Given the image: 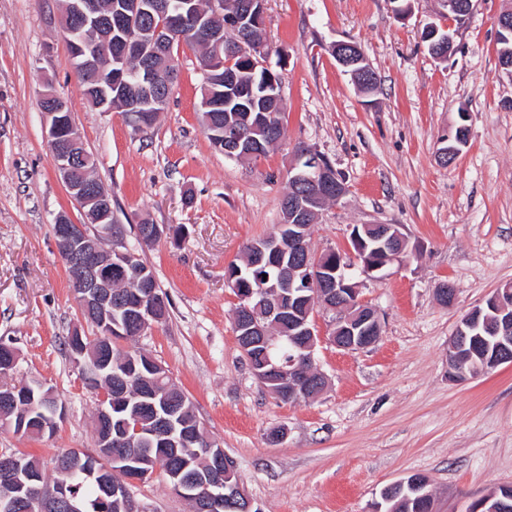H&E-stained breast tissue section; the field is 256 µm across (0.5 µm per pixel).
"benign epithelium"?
<instances>
[{
    "instance_id": "1",
    "label": "benign epithelium",
    "mask_w": 512,
    "mask_h": 512,
    "mask_svg": "<svg viewBox=\"0 0 512 512\" xmlns=\"http://www.w3.org/2000/svg\"><path fill=\"white\" fill-rule=\"evenodd\" d=\"M212 13L208 16L194 12L192 0L172 11L164 10L165 22L157 27L138 25L137 33L131 37L127 29L134 26V21L142 20L149 9L156 7L154 0H126V9L118 11L120 22L112 26V16L104 13L98 0H69L68 12L71 18L73 33L79 34L86 28L104 29L105 40L112 39L117 33V40H148L157 45L159 55L170 62H177L173 53L175 44H181L185 38L196 34L204 35L211 43L222 42L223 26H240L244 19L250 17L258 26L265 24V0H250L249 9L243 14L225 12L222 0H210ZM104 43L88 42L79 37L70 41V55L74 74L91 76L98 79L102 76L100 57ZM360 48L349 41H338L334 46L336 63L351 76L357 75ZM171 72L162 76L156 68L145 65L138 75L131 80L124 79L125 72L113 71V87L119 89L124 101L123 109L131 117L135 125L146 128L150 124L149 114L144 109L161 107L171 92L174 76ZM40 99L50 104L43 110L47 131V143L52 152L59 176L69 194L83 209L84 222L76 224L68 217L59 215L52 224L55 247L61 260L69 269L72 293L79 309L85 313H96L101 328L97 339L93 340L96 357L89 363L85 359L88 346L79 341L70 348L73 362L80 368L83 384L93 388L99 398L98 411L102 419L112 421V404L115 395L112 389L97 386L96 377L106 371L109 366L108 354L112 352V250H104V243L125 232L124 225L117 223L112 210V193L98 180L78 181L73 172L84 161L87 155L82 136L74 122L73 116L63 115L66 108L64 100L56 93L44 90ZM216 148H224V155L230 158L237 156L255 158L260 152L250 139L242 136L224 138L214 134ZM293 168L299 169L295 177L307 179L319 184L324 189L336 192V200H341L347 192L336 170L325 164V159L315 149L309 148L296 156ZM376 243V250L382 258L375 260L366 257L367 240ZM345 252L358 262L357 272L348 274L341 272V263L336 267L325 266L320 261L321 254L315 252L310 244L308 226L303 224L289 225L288 244L273 241L270 247L276 253L291 252L297 256L304 255V261L289 266L281 280L280 291L273 298L265 294L249 292L237 296L241 308L251 312L250 302L259 298L257 307L263 310L265 320L275 324L287 312H294L292 331L289 341L294 355L288 363L273 366L288 377L289 397L297 401L309 397L310 388L304 383L302 375L314 366L316 346L327 341L336 348L353 352L373 346L382 333L380 313L360 297V287L364 280L373 279L385 267L393 262L402 263L406 260L408 240L398 224H357L352 227ZM302 281L303 287L311 290V294H298L294 291L295 283ZM483 305L492 313L487 320L490 332L495 339L496 348L474 366L463 369L457 366L455 353L465 347L471 332L478 326L471 314L463 315L451 339L448 350V377L457 382H465L481 377L504 364H512V298L497 288L483 301ZM332 312L336 317L329 321L326 330L317 325L315 312L317 309ZM135 317L146 333L156 323L155 309L149 298H143L135 306ZM149 405L154 413L155 433L172 437L176 434L173 412L163 402H156L157 394L150 393ZM97 451L88 454L79 461L82 472L97 469L103 462L101 449L118 447L124 442V435H112V428H106L96 434ZM129 467L112 468L113 480L107 488L108 494L121 495L132 500L129 484L139 480L137 476L128 474ZM236 473L234 462L224 457V490H209L208 476L199 477L206 489V495L197 492L198 486H189L178 472L167 473L173 493L180 497L203 498L208 512L224 507V503L241 506L245 512H259L247 497L240 482L232 480ZM40 502L43 510L59 507L70 510L75 506L70 502L67 486L64 483L46 484L40 491ZM469 512H512V498L499 497L495 492H488L474 500Z\"/></svg>"
}]
</instances>
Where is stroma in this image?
<instances>
[{"label":"stroma","mask_w":512,"mask_h":512,"mask_svg":"<svg viewBox=\"0 0 512 512\" xmlns=\"http://www.w3.org/2000/svg\"><path fill=\"white\" fill-rule=\"evenodd\" d=\"M512 0H474L464 21L440 0H266L268 63L280 74L283 136L254 161L209 142L200 114L198 51L178 49L179 77L156 124L136 131L120 112L85 99L60 28L62 0H0V337L18 353L13 381L52 387L66 417L50 438L0 430V452L51 461L93 450L95 393L63 346L92 331L71 294L51 226L84 220L46 141L39 95L61 92L134 243L136 224H183L179 242L142 253L170 300L169 316L132 341L169 372L210 437L230 456L260 512H370L381 491L425 475L436 512H465L491 488L512 486V364L467 382L448 378L460 317L512 282V75L497 53L499 14ZM449 27L455 52L432 58L428 23ZM357 43L380 82L359 90L337 65L336 42ZM469 144L441 164L442 135L459 122ZM321 153L348 192L311 228L314 250L344 248L353 225L398 224L410 258L366 281L362 298L384 325L372 347L323 342L319 396L286 403L253 376L237 343V300L224 270L273 232L295 147ZM454 306L438 303L439 281ZM279 441H272L274 432ZM130 492L143 512H192L161 471Z\"/></svg>","instance_id":"obj_1"}]
</instances>
